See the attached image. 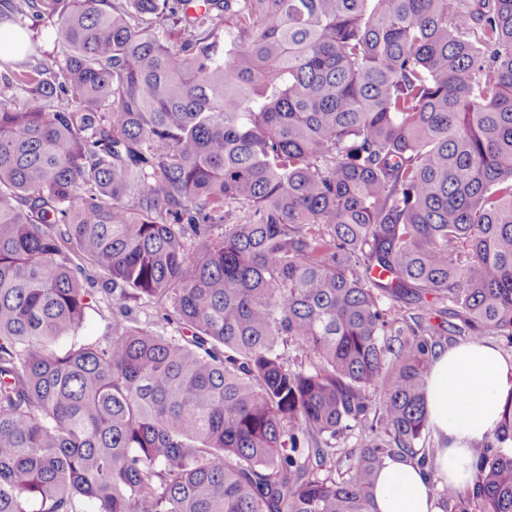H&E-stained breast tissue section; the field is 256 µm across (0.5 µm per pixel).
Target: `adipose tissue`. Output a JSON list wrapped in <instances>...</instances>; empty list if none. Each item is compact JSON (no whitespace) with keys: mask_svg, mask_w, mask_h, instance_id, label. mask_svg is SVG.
Wrapping results in <instances>:
<instances>
[{"mask_svg":"<svg viewBox=\"0 0 512 512\" xmlns=\"http://www.w3.org/2000/svg\"><path fill=\"white\" fill-rule=\"evenodd\" d=\"M511 402L512 357L486 342L437 350L426 387L429 423L442 440L433 451L435 472L427 474L406 456L385 459L373 512H442L433 480L460 490L470 486L473 447L494 434Z\"/></svg>","mask_w":512,"mask_h":512,"instance_id":"obj_1","label":"adipose tissue"}]
</instances>
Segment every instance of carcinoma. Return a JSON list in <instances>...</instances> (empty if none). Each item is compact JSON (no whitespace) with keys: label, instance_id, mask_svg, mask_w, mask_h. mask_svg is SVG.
Listing matches in <instances>:
<instances>
[{"label":"carcinoma","instance_id":"1","mask_svg":"<svg viewBox=\"0 0 512 512\" xmlns=\"http://www.w3.org/2000/svg\"><path fill=\"white\" fill-rule=\"evenodd\" d=\"M11 14L61 59H0V512H372L430 465L435 347L512 342V0ZM474 467L512 512V409ZM27 25H32L35 30H27V41L32 46V38L34 37V47L32 46L31 53H34L43 63L49 67H54V62L60 55L61 47L54 41V37L49 35L51 29L50 23L46 22L26 20ZM92 305L95 310H89L78 335L64 338L59 343L60 347L69 345L73 340L88 343L104 336L107 326L112 319V303L111 301L97 299V302L92 303Z\"/></svg>","mask_w":512,"mask_h":512}]
</instances>
